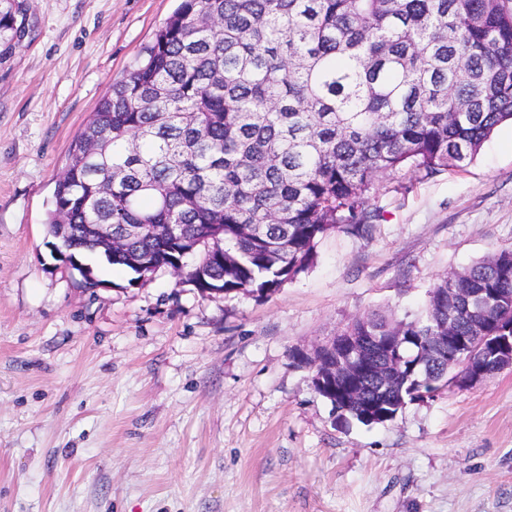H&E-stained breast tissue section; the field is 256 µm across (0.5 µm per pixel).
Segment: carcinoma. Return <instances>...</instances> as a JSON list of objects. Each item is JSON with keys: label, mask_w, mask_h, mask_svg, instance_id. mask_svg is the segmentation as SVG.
I'll return each mask as SVG.
<instances>
[{"label": "carcinoma", "mask_w": 512, "mask_h": 512, "mask_svg": "<svg viewBox=\"0 0 512 512\" xmlns=\"http://www.w3.org/2000/svg\"><path fill=\"white\" fill-rule=\"evenodd\" d=\"M0 0V59L26 21ZM512 120V9L505 0H181L72 141L49 223L69 257L101 254L88 224H146L103 260L128 285L184 261L200 293L268 297L310 268L335 232L371 234L381 178L463 168ZM177 225L172 235L169 225ZM224 238V261L210 236ZM512 293V246L443 276L423 306L372 312L343 336H394L402 375L387 395L367 380L350 419L444 389L454 350L429 346L452 289ZM512 326V301L490 332ZM421 362L427 372L412 369Z\"/></svg>", "instance_id": "1"}]
</instances>
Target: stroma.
Here are the masks:
<instances>
[{
  "label": "stroma",
  "mask_w": 512,
  "mask_h": 512,
  "mask_svg": "<svg viewBox=\"0 0 512 512\" xmlns=\"http://www.w3.org/2000/svg\"><path fill=\"white\" fill-rule=\"evenodd\" d=\"M176 5L30 0L0 61V512H512V368L365 426L290 356L512 245V124L464 169L382 180L371 236L324 238L268 297L93 256L85 290L55 258L69 146Z\"/></svg>",
  "instance_id": "35a3bbf8"
}]
</instances>
